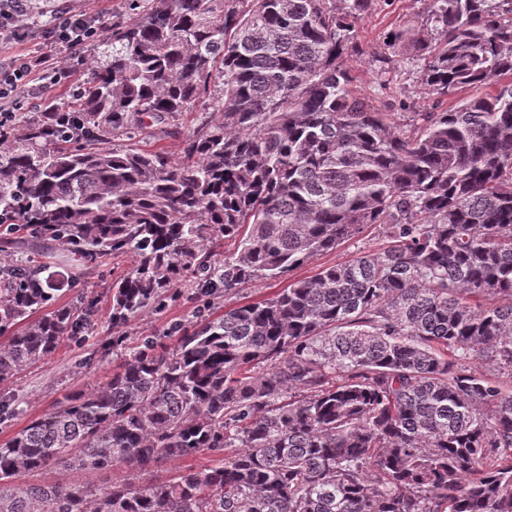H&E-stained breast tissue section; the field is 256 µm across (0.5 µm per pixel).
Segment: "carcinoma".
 I'll return each instance as SVG.
<instances>
[{"label": "carcinoma", "mask_w": 512, "mask_h": 512, "mask_svg": "<svg viewBox=\"0 0 512 512\" xmlns=\"http://www.w3.org/2000/svg\"><path fill=\"white\" fill-rule=\"evenodd\" d=\"M127 2L70 96L0 124V382L98 314L16 254L131 260L124 363L0 445V512H512V0H428L392 33L378 62L413 52L429 94L497 86L412 131L353 87L374 0ZM210 108L176 153L144 137ZM369 224L384 247L128 344L186 289L282 280ZM116 464L129 481H28ZM212 459H215V458L207 453L197 454L195 456H191L189 458H185L182 460H173V459H169V458H162L154 466L153 474L157 475V476H169L177 468L183 469L186 466L203 468L204 466L213 464Z\"/></svg>", "instance_id": "carcinoma-1"}]
</instances>
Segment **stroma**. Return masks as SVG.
Instances as JSON below:
<instances>
[{"label": "stroma", "instance_id": "35a3bbf8", "mask_svg": "<svg viewBox=\"0 0 512 512\" xmlns=\"http://www.w3.org/2000/svg\"><path fill=\"white\" fill-rule=\"evenodd\" d=\"M43 5L46 12L40 23L30 24L27 38L0 50V55L9 57L40 50V25L50 24L61 11L73 10L91 16L100 14L112 22H122L130 17L127 0H43ZM422 8L421 0H376L360 29V54L353 68L359 93L370 98L376 106L391 112L393 122L404 127L411 125L414 113L429 111L435 105L443 110L449 106L448 99L438 100L425 93L419 83L421 64L417 61L407 59L397 64L388 75L386 88L378 86L374 56L381 50L386 37L413 20ZM385 243L380 227L369 226L358 237L341 244L336 250L317 256L295 269L290 277L296 280L311 276L320 267L349 261L360 251L377 250ZM46 259L60 274L76 278L80 287L97 294L100 320L95 332L86 336L84 343L63 342L48 359L0 383V392L11 395L21 408L10 426H0V443L30 420L50 411L65 393L106 381L122 363L121 358L112 355L94 363L89 360L91 353L99 351L109 335L110 299L104 282L96 275L80 271L66 251L49 250ZM194 307V301L185 300L161 317L144 313L127 326L126 332L131 341H138L150 332L162 331L166 325L189 322Z\"/></svg>", "mask_w": 512, "mask_h": 512}]
</instances>
